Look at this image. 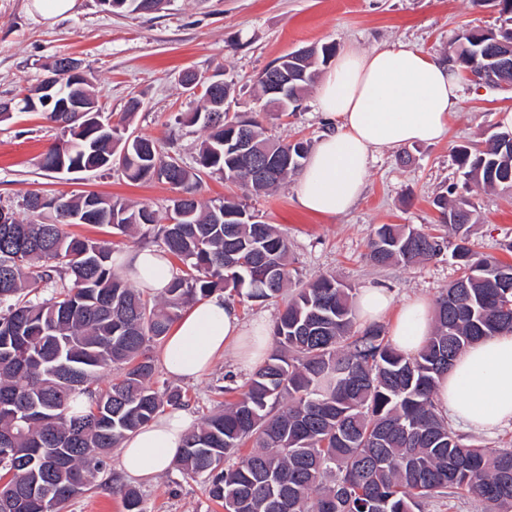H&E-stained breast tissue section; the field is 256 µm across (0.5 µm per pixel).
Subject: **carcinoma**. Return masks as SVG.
Returning a JSON list of instances; mask_svg holds the SVG:
<instances>
[{"instance_id": "carcinoma-1", "label": "carcinoma", "mask_w": 512, "mask_h": 512, "mask_svg": "<svg viewBox=\"0 0 512 512\" xmlns=\"http://www.w3.org/2000/svg\"><path fill=\"white\" fill-rule=\"evenodd\" d=\"M506 17L491 29L462 30L448 48L461 73L492 72L493 52L512 45V0H496ZM333 48H309L306 63L282 56L273 66L305 76L288 87L298 107L327 65ZM202 106L187 122L207 132L197 167L163 155L155 140L126 127L76 122L65 112L46 118L70 135L65 149L41 160L68 174L119 166L133 181L161 179L182 197L171 201L187 218L162 223L150 206L97 193L71 197L32 193L28 218L7 208L0 224V512H61L95 487L112 451L166 406H183L179 389H160L148 343L165 338L183 308L223 292L251 300L279 297L292 284L288 240L257 219L241 200L204 205L202 174L255 193L282 185L302 166L309 144L274 140L255 118L212 111L211 85L195 74ZM246 130L254 157L240 155ZM286 157L273 176L253 170ZM465 183L512 189V130L488 133L455 149ZM457 187L432 200L443 232L382 224L369 239L379 265L411 266L436 258L457 239L459 276L434 307V329L408 356L378 323L353 331L352 289L323 275L297 289L273 326L276 350L183 441L176 468L207 484L224 512H422L435 499L471 495L484 512H512V448H481L456 433L435 410L437 379L471 342L512 332V264L476 251L470 228L476 203ZM110 227L120 234L152 224L164 252L181 263L168 288L152 295L131 286L112 266L105 242L80 237L70 223ZM106 390L99 380L113 367ZM87 397L78 412L72 403ZM125 512H143L142 496L121 487Z\"/></svg>"}]
</instances>
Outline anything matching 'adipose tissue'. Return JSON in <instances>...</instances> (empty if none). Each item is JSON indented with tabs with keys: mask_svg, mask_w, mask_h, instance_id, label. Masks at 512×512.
Returning <instances> with one entry per match:
<instances>
[{
	"mask_svg": "<svg viewBox=\"0 0 512 512\" xmlns=\"http://www.w3.org/2000/svg\"><path fill=\"white\" fill-rule=\"evenodd\" d=\"M462 92L458 73L419 49L399 43L368 54L344 51L318 87L316 104L330 128L297 178L298 205L330 216L348 212L363 192L375 154L440 141ZM112 260L138 288L155 295L175 274L160 251L126 250ZM358 309L368 324L390 319L394 346L409 355L433 330L430 305L418 297L398 305L387 289L368 288ZM270 332L265 321L244 322L232 304L215 294L191 304L175 323L163 346L164 367L182 380L200 378L228 355L251 368L267 356ZM434 400L438 413L466 432L489 435L512 427V334L469 344L438 380ZM190 427L188 412L176 409L129 434L119 448L125 476L147 480L169 470Z\"/></svg>",
	"mask_w": 512,
	"mask_h": 512,
	"instance_id": "adipose-tissue-1",
	"label": "adipose tissue"
}]
</instances>
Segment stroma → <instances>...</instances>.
Segmentation results:
<instances>
[{"mask_svg":"<svg viewBox=\"0 0 512 512\" xmlns=\"http://www.w3.org/2000/svg\"><path fill=\"white\" fill-rule=\"evenodd\" d=\"M497 22L492 0L479 5L473 0H169L162 11L145 15L108 11L101 0H77L73 14L52 23L33 11L30 0H0V101L36 86L53 59L79 58L106 112L127 117L132 132L155 138L163 153L178 154L190 166L205 133L185 121L198 105L179 83L185 70L222 74L232 84L230 113L259 119L276 138L313 144L326 129L315 93H308L299 110L279 117L267 112L258 92L259 73L280 56L313 45L370 52L402 42L442 61L462 29ZM464 88L447 136L377 153L364 193L349 212L324 216L300 209L291 180L273 194L249 197L259 220L287 237L297 283L332 274L358 293L377 286L398 302L420 297L432 304L458 277L448 251L410 268L375 265L365 253L378 225L429 230L438 224L433 198L464 182L454 159L456 146L481 140L483 133L498 129L499 112L512 110L511 94L469 81ZM133 97L141 106L128 117L124 111ZM61 139L60 128L38 112H17L0 123V206L19 213L30 192L95 191L166 215L175 195L168 184L134 183L117 168L77 175L43 171V155ZM470 194L478 204L470 231L476 250L512 263V192L474 186ZM75 231L105 241L116 252L160 246L150 227L131 237L106 226L83 224ZM162 348L159 342L151 347L159 365L156 378L185 392V409L196 423L223 408L219 389L225 373L234 372L240 383L251 375L226 357L198 380H179L161 368ZM137 487L145 512H223L208 500L201 479L173 469Z\"/></svg>","mask_w":512,"mask_h":512,"instance_id":"35a3bbf8","label":"stroma"}]
</instances>
